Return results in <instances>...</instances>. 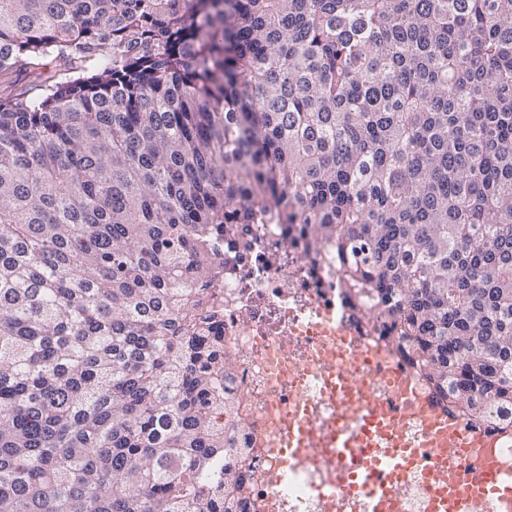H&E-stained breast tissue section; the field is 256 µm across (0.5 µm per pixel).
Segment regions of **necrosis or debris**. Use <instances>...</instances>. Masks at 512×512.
I'll use <instances>...</instances> for the list:
<instances>
[{
  "mask_svg": "<svg viewBox=\"0 0 512 512\" xmlns=\"http://www.w3.org/2000/svg\"><path fill=\"white\" fill-rule=\"evenodd\" d=\"M279 237V225L269 224L250 251L225 249L224 270L212 283L222 300L216 317L224 348L235 359L228 384L247 422L239 438L246 512H267L272 498L282 500L288 512H326L311 492L327 471L316 458L301 461L292 482L277 481L288 462L286 428L293 419L306 414L320 427L322 416L345 414L365 392L397 405L401 377L438 409L448 404L365 320L355 318L332 267L312 266L297 253L283 255ZM351 350L361 356L354 374L328 394L326 353L341 362Z\"/></svg>",
  "mask_w": 512,
  "mask_h": 512,
  "instance_id": "obj_1",
  "label": "necrosis or debris"
}]
</instances>
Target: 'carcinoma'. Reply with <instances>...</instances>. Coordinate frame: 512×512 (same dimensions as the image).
Returning <instances> with one entry per match:
<instances>
[{"label": "carcinoma", "instance_id": "carcinoma-1", "mask_svg": "<svg viewBox=\"0 0 512 512\" xmlns=\"http://www.w3.org/2000/svg\"><path fill=\"white\" fill-rule=\"evenodd\" d=\"M0 79V512H244L240 224L512 426V0H0Z\"/></svg>", "mask_w": 512, "mask_h": 512}]
</instances>
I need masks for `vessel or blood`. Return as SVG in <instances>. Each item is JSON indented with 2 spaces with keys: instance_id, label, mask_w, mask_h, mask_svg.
<instances>
[{
  "instance_id": "vessel-or-blood-1",
  "label": "vessel or blood",
  "mask_w": 512,
  "mask_h": 512,
  "mask_svg": "<svg viewBox=\"0 0 512 512\" xmlns=\"http://www.w3.org/2000/svg\"><path fill=\"white\" fill-rule=\"evenodd\" d=\"M417 418L429 432L426 447L407 446L401 437L403 419L392 407L363 398L350 407L347 421L326 420L319 436H310L306 419L288 427L287 441L293 457L304 449L337 450L347 460L335 480L316 484L315 490L333 512L338 494L353 502L356 512H394V489L409 474L419 473L430 492L431 512H496L499 504L512 503V481L488 462L465 469L458 459L469 441L447 414L423 401L413 402ZM387 447H380V440Z\"/></svg>"
}]
</instances>
